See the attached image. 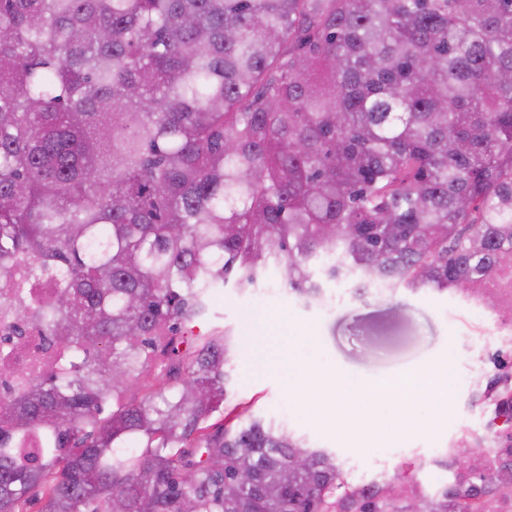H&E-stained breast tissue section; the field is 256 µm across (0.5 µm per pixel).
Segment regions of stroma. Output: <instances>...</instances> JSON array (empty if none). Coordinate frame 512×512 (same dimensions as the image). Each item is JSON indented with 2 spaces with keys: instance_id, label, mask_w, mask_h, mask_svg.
Masks as SVG:
<instances>
[{
  "instance_id": "35a3bbf8",
  "label": "stroma",
  "mask_w": 512,
  "mask_h": 512,
  "mask_svg": "<svg viewBox=\"0 0 512 512\" xmlns=\"http://www.w3.org/2000/svg\"><path fill=\"white\" fill-rule=\"evenodd\" d=\"M479 317L457 290L397 289L350 299L324 311L279 287L261 300L219 289L207 320L194 332L226 329L241 349L228 367V390L248 406L242 422L260 418L306 436L336 455L351 482L384 471L422 483L434 478L438 452L463 435L483 433L489 388L512 382V345L478 333ZM341 373L356 416L370 436L347 433L314 415L322 390L311 373ZM414 404L410 421L396 412Z\"/></svg>"
}]
</instances>
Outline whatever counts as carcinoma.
<instances>
[{
    "instance_id": "1",
    "label": "carcinoma",
    "mask_w": 512,
    "mask_h": 512,
    "mask_svg": "<svg viewBox=\"0 0 512 512\" xmlns=\"http://www.w3.org/2000/svg\"><path fill=\"white\" fill-rule=\"evenodd\" d=\"M506 261L512 0H0V294L48 282L17 315L59 351L0 408V512H408L284 427L211 424L235 339L186 329L271 266L310 304ZM486 474L429 512L512 497Z\"/></svg>"
}]
</instances>
